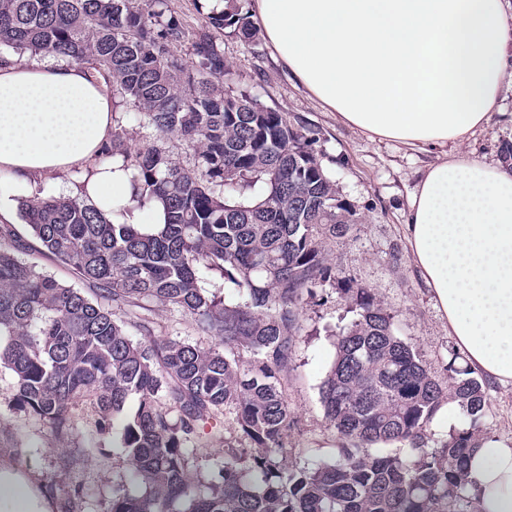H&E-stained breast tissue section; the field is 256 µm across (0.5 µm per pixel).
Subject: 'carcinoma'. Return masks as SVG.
Here are the masks:
<instances>
[{
	"label": "carcinoma",
	"mask_w": 512,
	"mask_h": 512,
	"mask_svg": "<svg viewBox=\"0 0 512 512\" xmlns=\"http://www.w3.org/2000/svg\"><path fill=\"white\" fill-rule=\"evenodd\" d=\"M206 20L256 37L241 0ZM184 37L168 0H0V60L28 51L87 63L108 78L115 103L132 107L145 144L129 146L118 125L98 162L122 159L138 207L160 203L167 213L146 231L78 197L36 190L21 199L39 248L0 226V369L13 375L15 408L62 435L80 403L104 432L136 400L121 448L141 493L113 487L110 512H459L483 437L484 383L454 349L447 379L433 375L352 278L356 318L320 387L341 445L329 462L284 464L297 424L288 380L300 305L336 278L325 242L360 217L337 199L311 136L219 85L231 72L214 36H199L189 64L173 54ZM167 140L193 151L191 163L158 146ZM35 252L95 287L97 299L43 271ZM213 273L238 302L205 287ZM154 304L215 343L157 339ZM450 394L470 426L430 447L429 424ZM205 433L224 439V460L193 482L188 465L203 455Z\"/></svg>",
	"instance_id": "carcinoma-1"
}]
</instances>
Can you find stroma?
Segmentation results:
<instances>
[{
  "instance_id": "stroma-1",
  "label": "stroma",
  "mask_w": 512,
  "mask_h": 512,
  "mask_svg": "<svg viewBox=\"0 0 512 512\" xmlns=\"http://www.w3.org/2000/svg\"><path fill=\"white\" fill-rule=\"evenodd\" d=\"M224 62L235 76L233 90H246L266 107L282 112L296 128L310 131L313 153L335 182L340 200L361 219L345 238L329 243L326 257L335 280L315 288L302 302L288 398L297 428L288 439V461L313 449L316 458L336 454V433L324 417L320 386L335 356V342L354 319V303L343 291L346 278L370 288L394 317L398 336L416 348L437 377H445L448 348L454 343L431 292L408 257L403 224L409 197L425 154L388 141H372L336 121L275 62L265 39L251 44L232 34L218 36ZM512 146V89H505L498 112L466 152L489 160L504 158ZM13 377L0 371V459L28 469L56 502V512H108L112 488L125 481L128 467L120 431L100 433L89 404L74 410L75 429L59 436L41 421L15 409ZM483 432L512 440V389L486 387Z\"/></svg>"
}]
</instances>
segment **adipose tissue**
<instances>
[{
  "instance_id": "1",
  "label": "adipose tissue",
  "mask_w": 512,
  "mask_h": 512,
  "mask_svg": "<svg viewBox=\"0 0 512 512\" xmlns=\"http://www.w3.org/2000/svg\"><path fill=\"white\" fill-rule=\"evenodd\" d=\"M278 65L338 121L432 155L410 196L409 259L465 362L512 387V167L461 153L512 76V0H254ZM117 108L83 65L0 63V201L32 176L81 169L76 195L132 210L120 163L98 164ZM468 486L477 512H512V443L484 439ZM32 476L0 460V512H52Z\"/></svg>"
}]
</instances>
